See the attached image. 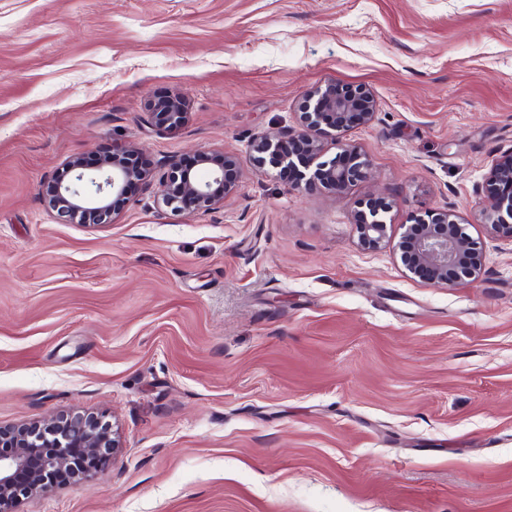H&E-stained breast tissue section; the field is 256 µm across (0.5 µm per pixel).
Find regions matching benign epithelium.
I'll return each instance as SVG.
<instances>
[{
  "label": "benign epithelium",
  "instance_id": "7a95c632",
  "mask_svg": "<svg viewBox=\"0 0 512 512\" xmlns=\"http://www.w3.org/2000/svg\"><path fill=\"white\" fill-rule=\"evenodd\" d=\"M375 108V100L365 88L343 90L334 84L315 88L305 96L300 112L301 132L277 140L261 135L251 143V152L261 164L266 156L275 164L319 156L323 136L369 123ZM149 113L159 129H176L186 116L185 99L181 95L171 96L150 106ZM341 155L347 162L323 161L295 188L306 190L318 183L329 190L344 192L366 176L367 164L360 161L356 148L348 146ZM202 162L209 165L206 179L198 178L190 167L170 166L162 184L164 204L209 209L235 190L236 181L228 175L237 166L235 159L210 154ZM66 169L70 177L55 180L56 201L50 203L59 223H80L82 215L99 224L113 222L117 215L116 200L125 197L133 174L128 159L103 158L89 172L85 159L74 157ZM504 181L512 184V154L498 161L489 173L490 183ZM416 220L418 223L407 225L402 239L401 260L407 271L428 284L444 288L476 278L482 268L483 251L466 234L465 225L454 212L418 216ZM353 224L358 243L365 249H378L389 239V225L378 206L356 211ZM120 447L117 430L101 417L90 414H65L50 422L0 428V512H17L21 501L45 492L47 479L59 471L66 469L74 478H80L90 460L103 456L109 449L115 454ZM33 455L38 457V468L26 486L16 485V474L28 467Z\"/></svg>",
  "mask_w": 512,
  "mask_h": 512
}]
</instances>
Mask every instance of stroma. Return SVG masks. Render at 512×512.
Masks as SVG:
<instances>
[{
    "label": "stroma",
    "mask_w": 512,
    "mask_h": 512,
    "mask_svg": "<svg viewBox=\"0 0 512 512\" xmlns=\"http://www.w3.org/2000/svg\"><path fill=\"white\" fill-rule=\"evenodd\" d=\"M325 84L376 102L323 140L369 167L344 193L250 151ZM119 150L149 179L115 221L57 223L54 176ZM206 153L237 190L164 206ZM511 153L512 0H0V426L94 414L122 440L18 512H512V242L478 204ZM446 210L485 259L440 288L399 243ZM186 102L183 96L174 95L160 104L148 109L153 124L160 130L170 131L178 128L185 119ZM386 213V208L382 207ZM381 207L370 206L368 213L365 210H358L353 217V224L356 228L358 243L365 249L381 248L389 239V225L386 224Z\"/></svg>",
    "instance_id": "obj_1"
}]
</instances>
